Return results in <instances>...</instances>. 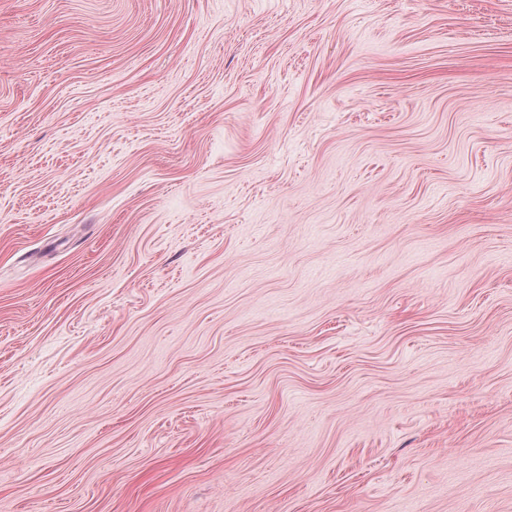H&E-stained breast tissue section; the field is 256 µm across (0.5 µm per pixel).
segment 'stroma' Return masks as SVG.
I'll return each mask as SVG.
<instances>
[{"label":"stroma","instance_id":"stroma-1","mask_svg":"<svg viewBox=\"0 0 512 512\" xmlns=\"http://www.w3.org/2000/svg\"><path fill=\"white\" fill-rule=\"evenodd\" d=\"M0 512H512V0H0Z\"/></svg>","mask_w":512,"mask_h":512}]
</instances>
